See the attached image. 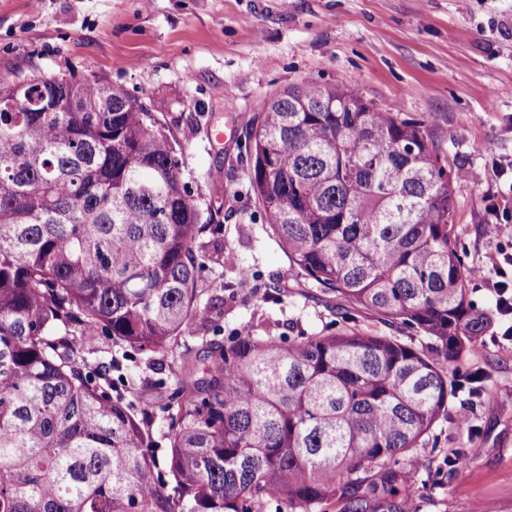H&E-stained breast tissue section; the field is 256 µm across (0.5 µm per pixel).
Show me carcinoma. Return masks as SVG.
Segmentation results:
<instances>
[{"label":"carcinoma","mask_w":512,"mask_h":512,"mask_svg":"<svg viewBox=\"0 0 512 512\" xmlns=\"http://www.w3.org/2000/svg\"><path fill=\"white\" fill-rule=\"evenodd\" d=\"M251 187L297 274L448 362L491 324L456 245L454 182L424 122L349 86L261 101ZM122 88L0 83V512H407V465L461 388L396 336L347 327L184 354L159 458L83 337L165 354L206 318L200 238L220 213ZM375 468L377 477L361 476Z\"/></svg>","instance_id":"obj_1"}]
</instances>
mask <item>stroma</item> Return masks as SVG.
<instances>
[{
	"instance_id": "35a3bbf8",
	"label": "stroma",
	"mask_w": 512,
	"mask_h": 512,
	"mask_svg": "<svg viewBox=\"0 0 512 512\" xmlns=\"http://www.w3.org/2000/svg\"><path fill=\"white\" fill-rule=\"evenodd\" d=\"M31 74H95L122 87L178 140L191 199L203 207L222 197L203 238L211 257L199 303L208 319L186 350L245 324L252 335L284 338L378 326L354 306L339 322L319 288L297 278L249 189L240 157L258 104L291 86H351L380 111L424 120L449 168L483 174L454 183L465 265L492 264L512 244L485 234L489 197L512 225V187L495 170L512 162V0H0V80ZM242 268L256 291L240 288ZM178 360L134 352L112 372L114 391L135 380L159 455ZM443 369L457 381L485 374L472 406L476 430L439 420L410 496L421 512H512V340L486 333L474 355Z\"/></svg>"
}]
</instances>
